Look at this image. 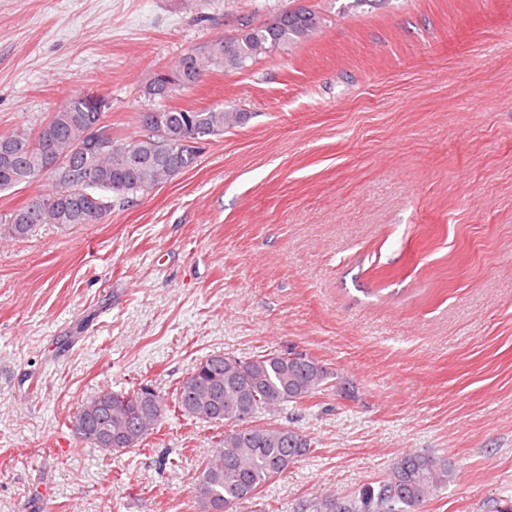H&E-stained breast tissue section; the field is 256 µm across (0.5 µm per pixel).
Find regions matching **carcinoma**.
<instances>
[{
	"label": "carcinoma",
	"instance_id": "obj_1",
	"mask_svg": "<svg viewBox=\"0 0 512 512\" xmlns=\"http://www.w3.org/2000/svg\"><path fill=\"white\" fill-rule=\"evenodd\" d=\"M315 10L277 8L263 22L242 21L239 32L206 51H189L153 75L145 94L155 102L139 112L141 133L120 136L106 120L111 101L94 92L73 94L39 126L0 134V193L40 179L50 191L33 196L0 225V241L27 237L38 224L60 229L99 224L115 204L146 195L192 168L201 145L246 123L248 114L216 105L205 109L167 104L197 85L213 67L242 70L284 45L310 39L322 26ZM333 372L306 353L265 351L241 359L213 354L197 363L168 397L148 384L104 392L83 403L71 424L77 438L104 459L160 432L165 415L224 424L192 485L200 512H235L311 450L293 426L256 423L288 405L301 406L334 387ZM455 480L448 459L405 451L373 485L354 494L327 490L301 512H423Z\"/></svg>",
	"mask_w": 512,
	"mask_h": 512
}]
</instances>
